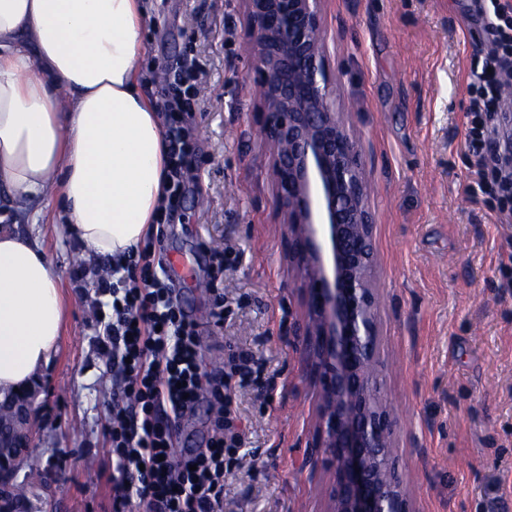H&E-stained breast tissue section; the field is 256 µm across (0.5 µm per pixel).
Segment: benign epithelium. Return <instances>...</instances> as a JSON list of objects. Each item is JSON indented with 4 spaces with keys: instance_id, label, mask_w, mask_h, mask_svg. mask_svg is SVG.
I'll return each mask as SVG.
<instances>
[{
    "instance_id": "obj_1",
    "label": "benign epithelium",
    "mask_w": 512,
    "mask_h": 512,
    "mask_svg": "<svg viewBox=\"0 0 512 512\" xmlns=\"http://www.w3.org/2000/svg\"><path fill=\"white\" fill-rule=\"evenodd\" d=\"M262 112L259 136L287 258L305 298L300 335L318 396L301 468L330 477L325 512H414L395 463L397 416L383 391L377 259L369 176L360 137L336 104L321 0H244ZM31 386L0 419V496L19 484L35 426Z\"/></svg>"
}]
</instances>
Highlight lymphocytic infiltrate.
I'll return each instance as SVG.
<instances>
[{
    "label": "lymphocytic infiltrate",
    "instance_id": "f902f5d3",
    "mask_svg": "<svg viewBox=\"0 0 512 512\" xmlns=\"http://www.w3.org/2000/svg\"><path fill=\"white\" fill-rule=\"evenodd\" d=\"M491 37L476 54L469 82L465 142L470 173L481 192L512 198V156L494 152L506 78H512V7L501 0H477ZM194 73L163 104L170 149L167 204L169 221L192 178L193 153L184 124ZM93 286L111 298L101 346L112 363L114 391L104 433L112 448V512H224V474L240 458L244 427L232 413V393L254 376L253 357L229 353L215 373L201 371L198 324L183 309L162 262L151 246H134L99 263ZM212 414L206 447L179 453L180 422L200 401Z\"/></svg>",
    "mask_w": 512,
    "mask_h": 512
}]
</instances>
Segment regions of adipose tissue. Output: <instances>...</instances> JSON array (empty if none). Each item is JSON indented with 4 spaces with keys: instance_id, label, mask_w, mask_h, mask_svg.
Masks as SVG:
<instances>
[{
    "instance_id": "adipose-tissue-1",
    "label": "adipose tissue",
    "mask_w": 512,
    "mask_h": 512,
    "mask_svg": "<svg viewBox=\"0 0 512 512\" xmlns=\"http://www.w3.org/2000/svg\"><path fill=\"white\" fill-rule=\"evenodd\" d=\"M140 0H0V206L61 201L100 257L147 234L167 181L160 109L138 89ZM65 306L37 240L0 229V394L56 352Z\"/></svg>"
}]
</instances>
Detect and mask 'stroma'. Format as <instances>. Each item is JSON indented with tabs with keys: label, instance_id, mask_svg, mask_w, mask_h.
<instances>
[{
	"label": "stroma",
	"instance_id": "stroma-1",
	"mask_svg": "<svg viewBox=\"0 0 512 512\" xmlns=\"http://www.w3.org/2000/svg\"><path fill=\"white\" fill-rule=\"evenodd\" d=\"M145 2L141 94L163 102L161 69L201 67L185 115L195 182L164 233L165 254L190 270L174 286L200 324L203 371L239 347L264 381L237 392L248 439L243 468L224 479V512H323L328 471L300 467L317 397L292 333L303 305L258 137L243 2ZM322 16L337 102L363 135L372 185L396 464L415 512H512V223L498 222L497 199L467 191V81L487 42L483 20L474 0H323ZM63 220L52 203L4 222L39 239L66 303L58 349L36 375L39 431L23 467L42 483L30 512H111L102 425L113 378L93 309L100 295L72 276L97 260ZM227 246L239 258L224 296L237 308L215 334L208 250Z\"/></svg>",
	"mask_w": 512,
	"mask_h": 512
}]
</instances>
